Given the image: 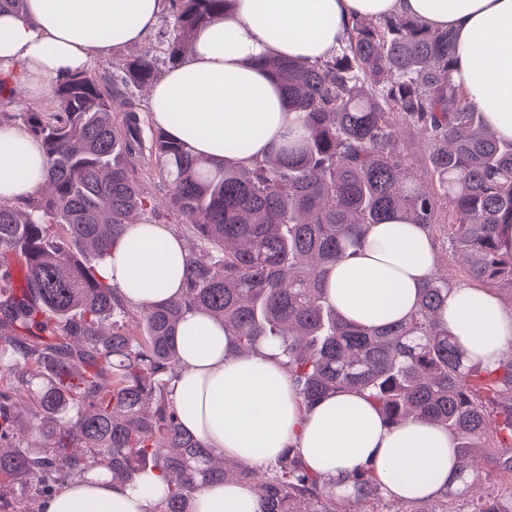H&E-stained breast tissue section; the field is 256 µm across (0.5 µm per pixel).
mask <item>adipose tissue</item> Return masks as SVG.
<instances>
[{
  "instance_id": "adipose-tissue-1",
  "label": "adipose tissue",
  "mask_w": 512,
  "mask_h": 512,
  "mask_svg": "<svg viewBox=\"0 0 512 512\" xmlns=\"http://www.w3.org/2000/svg\"><path fill=\"white\" fill-rule=\"evenodd\" d=\"M165 0H25L0 12V81L37 98L53 82L143 42ZM403 14L456 41L453 78L487 124L512 139V0H234L229 14L197 34L181 61L155 84L152 124L216 160L237 144L248 162L288 138V100L267 59L323 60L336 52L355 16ZM48 166L40 143L23 126H0V202L33 194ZM139 250L117 249L101 268L131 305L179 294L186 276L183 239L167 224H132ZM436 247L420 228L391 218L373 225L368 244L329 276L330 300L351 320L383 325L407 315L436 267ZM137 290H129V282ZM441 320L471 359L497 368L512 350V309L481 286L462 282L448 293ZM180 370L174 401L192 398L182 420L214 453L251 465L276 462L290 448L328 480L371 465L389 496L427 498L444 488L458 460L455 439L424 419L391 427L365 396L344 391L305 408L278 358L234 356L223 327L189 311L179 329ZM166 490L152 474L140 487L108 480L66 482L43 512H149ZM248 485L214 482L198 491L192 512H262Z\"/></svg>"
}]
</instances>
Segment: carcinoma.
I'll return each mask as SVG.
<instances>
[{
  "mask_svg": "<svg viewBox=\"0 0 512 512\" xmlns=\"http://www.w3.org/2000/svg\"><path fill=\"white\" fill-rule=\"evenodd\" d=\"M169 67L188 34L234 0H173ZM447 34L415 17H356L336 54L316 62L271 58L297 133L275 160L214 163L161 128L144 133L118 88L157 76L146 51L123 61L121 86L88 71L56 84L60 111L1 112L42 144L50 187L0 203V512H42L74 479L136 487L160 473L167 493L151 512H190L204 486L257 482L263 512H353L384 498L372 467L330 483L289 449L262 478L234 459L213 463L186 431L191 403L168 397L180 359L178 327L196 309L224 324L240 356L273 352L302 403L342 389L365 395L389 425L412 415L448 429L459 471L439 512L459 493L470 512H500L477 495L473 473L512 496V357L489 371L469 360L437 314L448 278L425 281L416 308L384 326L344 316L327 297L331 269L389 217L448 242L463 280L512 287V253L496 233L512 224V141L498 139L452 78ZM418 131L421 157L399 129ZM168 180V213L188 257L181 293L139 309L100 276L131 216L155 211L134 162ZM139 317L135 334L124 320Z\"/></svg>",
  "mask_w": 512,
  "mask_h": 512,
  "instance_id": "obj_1",
  "label": "carcinoma"
}]
</instances>
